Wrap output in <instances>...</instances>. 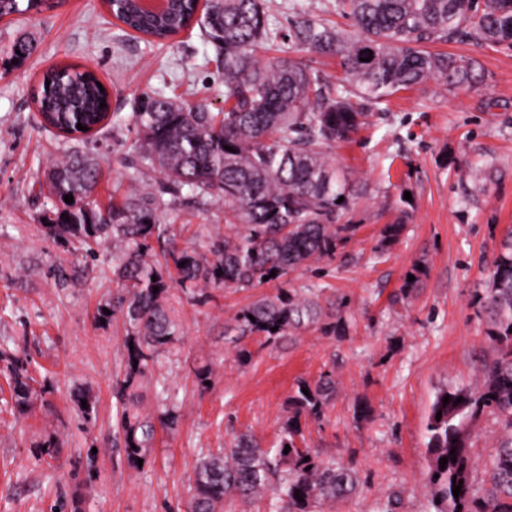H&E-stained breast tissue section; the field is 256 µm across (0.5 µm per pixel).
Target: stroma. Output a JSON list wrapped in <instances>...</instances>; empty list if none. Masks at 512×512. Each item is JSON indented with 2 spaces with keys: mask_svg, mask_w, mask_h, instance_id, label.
<instances>
[{
  "mask_svg": "<svg viewBox=\"0 0 512 512\" xmlns=\"http://www.w3.org/2000/svg\"><path fill=\"white\" fill-rule=\"evenodd\" d=\"M26 37L35 50L22 64L3 54ZM485 70L479 89L434 94L432 86L397 93L386 112L350 142L334 163L364 188L341 217L355 236L332 261L290 277L295 289L322 290L321 303L340 318V335L309 329L278 345L244 339L240 362L225 351L231 318L277 284L217 290L209 303L182 295V344L165 365L179 400L177 429L160 436L145 472L127 470L112 446V379L121 354V322L98 327L92 313L112 286V257L98 261L58 249L40 232V180L52 155L69 142L40 122L33 99L43 71L56 64L94 70L111 94L112 112L130 117L140 91H155L213 109L224 106V82L213 46L200 29L157 46L110 17L101 0H63L40 13L0 21V341L27 339L26 352L54 392L48 406L18 419L0 405V512H54L79 500L81 512H186L188 478L203 457L223 451L233 434L251 432L277 445L297 380L327 371L336 392L322 420L301 423L303 444L326 460L353 467L361 483L326 512H429L426 424L436 392L469 385L489 354L484 321L469 302L482 287L500 243L512 230V46L447 44ZM132 131L105 127L94 145L103 176L100 201L127 185ZM492 164L478 187L475 167ZM182 236L207 245L224 235V204L176 205L168 217ZM404 222L383 257L375 247L385 225ZM411 297L394 302L409 275ZM212 364L216 379L199 392L193 367ZM78 384L97 397L96 418L81 426L68 396ZM370 409L358 418V406ZM60 413L66 445L53 459L33 440Z\"/></svg>",
  "mask_w": 512,
  "mask_h": 512,
  "instance_id": "stroma-1",
  "label": "stroma"
}]
</instances>
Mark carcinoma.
Listing matches in <instances>:
<instances>
[{"label":"carcinoma","mask_w":512,"mask_h":512,"mask_svg":"<svg viewBox=\"0 0 512 512\" xmlns=\"http://www.w3.org/2000/svg\"><path fill=\"white\" fill-rule=\"evenodd\" d=\"M47 5L48 0H27L22 8L20 0H0V15L39 12ZM331 10L348 19L351 29L331 24L295 0L288 4L286 32L271 19L266 0H205L202 5L170 0L160 15L143 11L137 0H124L122 23L151 40L166 41L192 24L204 31L224 71V108L215 112L204 101L189 104L153 91L139 93L131 116L136 186L114 193L106 204L89 200L101 178L91 153L67 150L44 173L51 207L41 224L43 238L91 259L112 251L115 294L101 297L93 319L105 328L117 315L124 322L112 397L116 448L130 471L141 473L151 464L157 429L173 431L180 420L177 393L162 374V359L179 354L174 290L203 304L211 289L259 288L333 260L358 230L340 223L341 211L358 191L331 160L336 145L350 141L368 125L370 111L400 91L430 81L446 91L480 87L484 68L477 59L434 51L432 45L458 38L512 45V0H331ZM271 50L279 56L264 59ZM32 52L25 38L4 50L21 62ZM297 52L308 58L295 59ZM368 56L371 60L364 61ZM324 57L338 59L341 79L332 82L317 67ZM97 83L96 76L74 67L49 70L35 103L58 130L76 133L79 123L90 129L82 137L88 141L103 130L108 111L100 102L109 101V94ZM68 194L71 204L64 201ZM210 199L224 201L229 233L205 250L195 242L179 245L164 215L176 202L199 206ZM403 229L402 224L383 229L376 258ZM471 305L486 319L485 340L493 356L474 383L437 393L426 425V488L434 512H512V233L503 239ZM234 321L236 335L228 343L240 361L251 356L240 343L247 335L271 345L311 328L326 336L339 329L319 291L311 288H281L239 309ZM275 326L278 330L271 331ZM0 364L10 376L14 413L27 414L53 392L52 384L30 375L20 343L0 344ZM335 389L329 372L313 384L297 381L277 447L263 449L251 435L240 434L224 452L200 460L188 479L187 512H224L231 495L263 493L274 500L271 512H323L325 505L352 495L359 485L352 467L322 460L295 443L301 419L324 416ZM69 401L84 422L92 420L96 396L91 389L74 386ZM482 439L489 440L491 452L477 488L472 448ZM36 447L52 458L63 443L53 431ZM284 463L288 469L282 472ZM455 479L463 481L457 498Z\"/></svg>","instance_id":"carcinoma-1"}]
</instances>
